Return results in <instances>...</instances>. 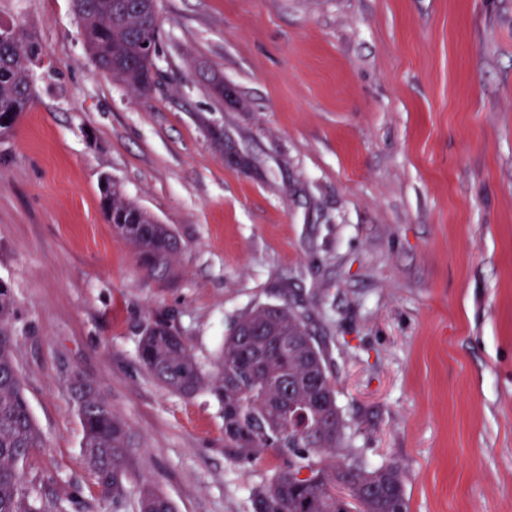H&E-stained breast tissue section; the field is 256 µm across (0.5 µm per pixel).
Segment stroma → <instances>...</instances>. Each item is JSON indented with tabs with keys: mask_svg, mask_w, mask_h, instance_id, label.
Listing matches in <instances>:
<instances>
[{
	"mask_svg": "<svg viewBox=\"0 0 512 512\" xmlns=\"http://www.w3.org/2000/svg\"><path fill=\"white\" fill-rule=\"evenodd\" d=\"M159 11L140 97L93 65L70 0H0L42 47L0 141V279L46 440L25 478L70 512H136L145 483L176 512H252L279 459L236 462L221 404L169 392L138 344L164 321L209 372L241 313L287 299L327 350L350 448L403 469L409 512H512V0ZM105 175L175 230L173 277L108 223ZM75 371L133 435L117 511L81 456Z\"/></svg>",
	"mask_w": 512,
	"mask_h": 512,
	"instance_id": "stroma-1",
	"label": "stroma"
}]
</instances>
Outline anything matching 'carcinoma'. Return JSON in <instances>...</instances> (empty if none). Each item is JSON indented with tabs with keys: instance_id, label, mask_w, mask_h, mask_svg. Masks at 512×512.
<instances>
[{
	"instance_id": "1",
	"label": "carcinoma",
	"mask_w": 512,
	"mask_h": 512,
	"mask_svg": "<svg viewBox=\"0 0 512 512\" xmlns=\"http://www.w3.org/2000/svg\"><path fill=\"white\" fill-rule=\"evenodd\" d=\"M92 60L112 63V77L145 96L154 82L158 45V0H72ZM0 139L12 135L34 95L27 61L41 46L24 29L0 26ZM101 198L107 221L116 224L142 269L174 273L181 242L167 224L130 199L105 177ZM15 297L0 280V512H69L73 497L61 490L45 498L26 484L21 467L36 448L46 447L24 395L14 362L11 332ZM139 357L171 391L192 397L210 391L224 410V447L251 461L264 451L282 461L270 484L253 493L254 512H408L405 475L397 465L369 468L346 449V422L326 350L305 315L290 303L254 307L233 322L219 361L207 373L187 340L174 328L145 325ZM70 391L83 428L84 462L102 499L118 501L126 491V464L134 442L125 423L94 385L75 372ZM138 512H175L162 492L144 486Z\"/></svg>"
}]
</instances>
